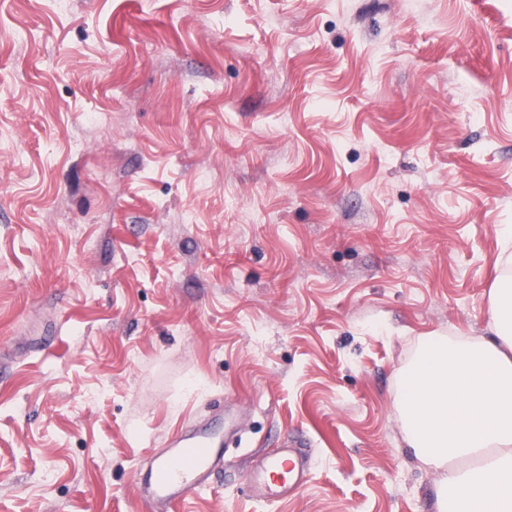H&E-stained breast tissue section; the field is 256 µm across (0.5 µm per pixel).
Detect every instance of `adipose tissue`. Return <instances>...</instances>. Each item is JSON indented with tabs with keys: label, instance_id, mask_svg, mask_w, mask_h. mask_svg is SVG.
<instances>
[{
	"label": "adipose tissue",
	"instance_id": "ef3b65f1",
	"mask_svg": "<svg viewBox=\"0 0 512 512\" xmlns=\"http://www.w3.org/2000/svg\"><path fill=\"white\" fill-rule=\"evenodd\" d=\"M490 336L423 343L395 407L409 448L439 471L436 512H512V276L488 301Z\"/></svg>",
	"mask_w": 512,
	"mask_h": 512
}]
</instances>
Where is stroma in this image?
Returning <instances> with one entry per match:
<instances>
[{
    "mask_svg": "<svg viewBox=\"0 0 512 512\" xmlns=\"http://www.w3.org/2000/svg\"><path fill=\"white\" fill-rule=\"evenodd\" d=\"M509 228L512 0H0V512H434L394 395ZM220 434L197 429L172 439L167 454L159 457L149 477L136 475V488L145 503L173 504L193 497L208 487L210 472L223 457ZM298 445L284 440L276 454L267 458L250 479V487L257 498L272 499L288 495L299 487L307 474L311 460L294 454Z\"/></svg>",
    "mask_w": 512,
    "mask_h": 512,
    "instance_id": "1",
    "label": "stroma"
}]
</instances>
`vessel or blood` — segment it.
Wrapping results in <instances>:
<instances>
[{"label":"vessel or blood","mask_w":512,"mask_h":512,"mask_svg":"<svg viewBox=\"0 0 512 512\" xmlns=\"http://www.w3.org/2000/svg\"><path fill=\"white\" fill-rule=\"evenodd\" d=\"M224 441L219 434L197 429L172 439L168 451L159 457L150 476H137L136 488L145 503L169 504L195 496L206 489L210 472L223 457ZM294 443L285 441L267 458L250 479L253 495L272 499L299 487L311 460L297 456Z\"/></svg>","instance_id":"vessel-or-blood-1"}]
</instances>
